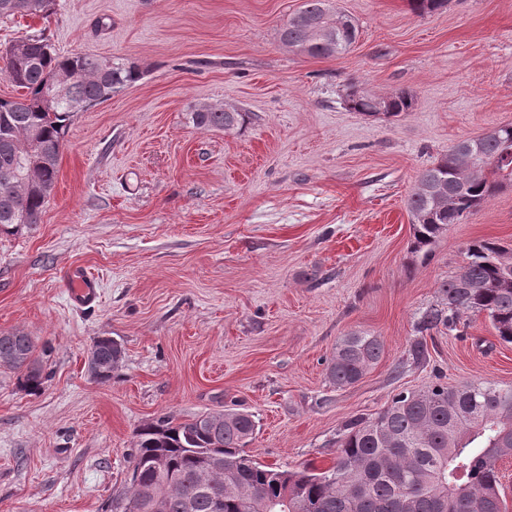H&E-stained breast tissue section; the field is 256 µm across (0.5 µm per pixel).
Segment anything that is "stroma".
Here are the masks:
<instances>
[{
    "label": "stroma",
    "mask_w": 512,
    "mask_h": 512,
    "mask_svg": "<svg viewBox=\"0 0 512 512\" xmlns=\"http://www.w3.org/2000/svg\"><path fill=\"white\" fill-rule=\"evenodd\" d=\"M304 0H56L48 18H0V50L44 34L57 52L137 64V83L77 113L40 224L0 234V334L45 352L41 392L0 368V512H111L135 429L240 406L248 451L292 469L330 467L344 424L441 380L512 385V344L486 316L420 335L421 313L477 239L512 241V188L452 225L429 261L410 252L407 200L450 145L512 123V0H330L359 37L311 57L280 26ZM406 89L391 120L350 111V88ZM200 106L245 127L195 128ZM99 277L89 307L76 271ZM318 280H311V271ZM353 331L379 361L333 387L327 364ZM123 358L87 374L94 337ZM427 345L425 362L412 348ZM123 357L122 345L109 336L94 337L87 352V372L98 384L109 383Z\"/></svg>",
    "instance_id": "obj_1"
}]
</instances>
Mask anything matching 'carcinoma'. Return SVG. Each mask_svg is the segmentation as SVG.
<instances>
[{
  "label": "carcinoma",
  "mask_w": 512,
  "mask_h": 512,
  "mask_svg": "<svg viewBox=\"0 0 512 512\" xmlns=\"http://www.w3.org/2000/svg\"><path fill=\"white\" fill-rule=\"evenodd\" d=\"M327 0H305L280 30V40L310 56L344 53L359 28H339ZM448 0H409L424 15ZM55 0H0V17L53 13ZM0 72L24 94L0 99V233L40 223L55 187L61 149L73 117L112 97L142 77L134 63H114L80 52L61 55L44 34L9 44ZM68 77L62 101L47 96L58 76ZM347 108L378 119L413 109L414 95L346 97ZM378 102L386 111H374ZM200 129L231 130L246 112L199 107L190 113ZM34 133L29 139L26 132ZM29 155L41 164L38 184L23 191V212L12 207L19 189L14 172ZM512 185V124L493 127L479 141L462 138L436 164L423 170L408 200L411 253L426 260L432 246L479 210L498 190ZM467 261L439 284L440 302L426 309L420 334L456 329L463 313L484 314L495 335L512 343V246L478 239L466 247ZM383 353L381 341L353 331L336 344L327 378L340 389L359 381ZM122 345L96 336L87 352V372L98 384L112 380ZM0 367L18 373L29 392L42 389L43 360L30 336L0 334ZM257 430L254 415L240 409L207 412L185 421L170 415L134 432L129 487L117 503L122 512H512L498 463L512 457V385L482 381L460 388L434 382L401 391L380 412L351 419L333 465L320 472L281 470L245 450ZM162 461V468L154 466Z\"/></svg>",
  "instance_id": "cac0c4a2"
}]
</instances>
